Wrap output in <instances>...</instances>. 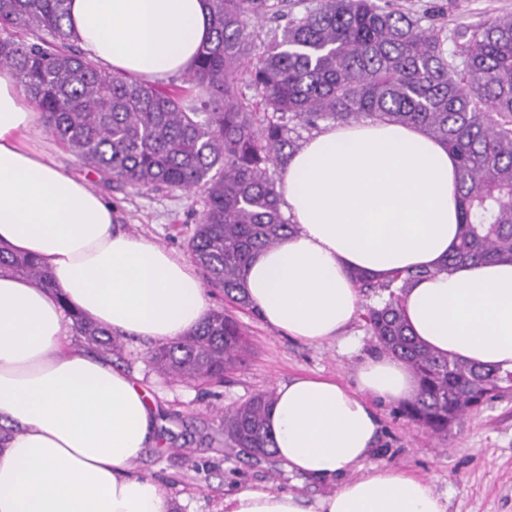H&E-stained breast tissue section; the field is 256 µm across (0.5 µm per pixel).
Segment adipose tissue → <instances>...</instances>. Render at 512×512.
Masks as SVG:
<instances>
[{
  "instance_id": "ef3b65f1",
  "label": "adipose tissue",
  "mask_w": 512,
  "mask_h": 512,
  "mask_svg": "<svg viewBox=\"0 0 512 512\" xmlns=\"http://www.w3.org/2000/svg\"><path fill=\"white\" fill-rule=\"evenodd\" d=\"M64 28L109 72L153 82L188 72L210 36L204 0H68ZM12 70L0 68V243L47 266L55 289L0 271V512H170L131 464L154 443L156 420L135 377L103 355L68 350L65 307L112 330L166 343L208 312L192 264L120 228L116 210L25 141L39 123ZM458 164L419 128L368 120L325 124L290 158L277 186L296 224L255 252L251 308L309 344L352 321V276L427 269L403 295L404 318L434 351L512 372V261L443 264L457 243ZM418 390L388 354L353 379L280 384L266 418L288 471L337 480L316 508L292 492L243 489L224 512H447L433 484L367 466L381 427L376 402Z\"/></svg>"
}]
</instances>
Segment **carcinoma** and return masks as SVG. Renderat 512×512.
Here are the masks:
<instances>
[{
	"label": "carcinoma",
	"mask_w": 512,
	"mask_h": 512,
	"mask_svg": "<svg viewBox=\"0 0 512 512\" xmlns=\"http://www.w3.org/2000/svg\"><path fill=\"white\" fill-rule=\"evenodd\" d=\"M285 0H206L212 38L186 81L198 91L188 106L178 89L107 73L73 48L64 29L67 0H0V67L12 69L50 133L104 183L135 190L205 189V206L189 241L190 259L207 285L248 306L251 255L278 245L297 225L279 209L270 168L286 167L299 149L295 127L374 119L419 127L458 161L459 239L443 269L512 260V14L448 38L422 18L376 0H317L292 17L281 40L254 49L251 29L283 15ZM26 31L27 41L17 38ZM67 47H45L41 32ZM256 91L250 102L241 83ZM0 271L56 288L32 257L0 246ZM431 271L382 279L354 276L361 293L388 292L366 309L375 346L408 363L418 396L400 414L434 434L448 432L493 398L510 372L436 353L409 332L402 296ZM75 331L110 355L120 338L75 312ZM245 351L238 322L208 313L187 335L151 352L175 381H222ZM273 393L263 391L224 412V437L255 455L275 447L266 423Z\"/></svg>",
	"instance_id": "obj_1"
}]
</instances>
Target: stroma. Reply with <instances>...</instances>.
I'll return each instance as SVG.
<instances>
[{
  "label": "stroma",
  "mask_w": 512,
  "mask_h": 512,
  "mask_svg": "<svg viewBox=\"0 0 512 512\" xmlns=\"http://www.w3.org/2000/svg\"><path fill=\"white\" fill-rule=\"evenodd\" d=\"M442 2L446 11L432 23L448 37L457 29L512 13V0ZM35 140L57 165L85 178L93 191L111 201L124 227L187 256L204 208L203 189L136 191L109 185L48 129H41ZM208 301L211 308L236 316L249 342L242 366L223 382L187 383L163 376L149 359L154 345L146 341L125 340L121 355L112 359L154 398L156 441L134 462V473L159 483L171 512H224L225 496L243 488L294 492L310 503L333 491V484L289 472L275 456L230 447L224 440L222 412L299 376L350 381L355 365L376 352L365 319L356 316L348 329L354 347L335 340L307 344L272 330L256 313L226 303L220 292H210ZM380 412L381 435L370 464H385L431 481L447 499V512H512V386L440 436L400 416L397 405L382 406Z\"/></svg>",
  "instance_id": "1"
}]
</instances>
